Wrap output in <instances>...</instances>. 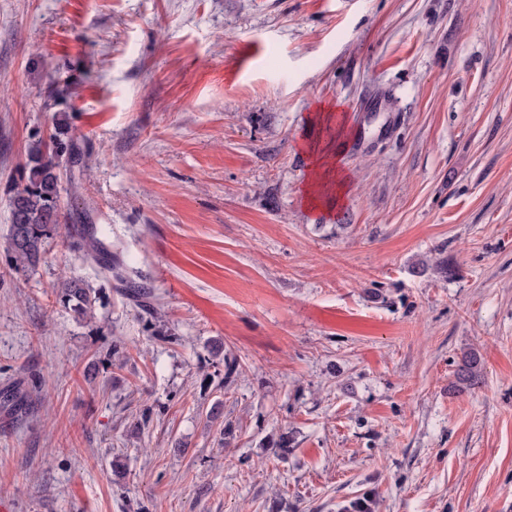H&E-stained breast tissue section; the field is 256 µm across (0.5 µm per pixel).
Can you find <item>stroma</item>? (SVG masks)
I'll list each match as a JSON object with an SVG mask.
<instances>
[{
    "label": "stroma",
    "instance_id": "35a3bbf8",
    "mask_svg": "<svg viewBox=\"0 0 512 512\" xmlns=\"http://www.w3.org/2000/svg\"><path fill=\"white\" fill-rule=\"evenodd\" d=\"M38 150L62 226L24 268ZM6 390L10 512H512V0H0ZM312 155L315 157V165H314V183L311 185L310 183L305 189V195L309 199L311 203L316 201V196L314 194V189L320 187L326 180L328 176V169L330 165L325 161L328 159L327 151L329 150V144L321 143V141H317L316 143H312L307 146ZM28 184L17 191L11 202L18 209L20 224H13L8 251L18 266L33 268L45 253L46 240L59 227L60 177L54 157L39 150L33 158ZM59 288L58 298L65 307H69L79 316L91 312L95 301L91 295L92 289L88 288L83 279L71 277L65 280Z\"/></svg>",
    "mask_w": 512,
    "mask_h": 512
}]
</instances>
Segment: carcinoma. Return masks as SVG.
<instances>
[{"mask_svg":"<svg viewBox=\"0 0 512 512\" xmlns=\"http://www.w3.org/2000/svg\"><path fill=\"white\" fill-rule=\"evenodd\" d=\"M28 184L16 192L12 203L16 205L19 223L12 227L8 251L18 266L33 268L45 253L46 240L59 227L60 177L54 157L40 153L33 158ZM59 301L77 315L91 312L94 305L92 289L78 277L65 280L58 292ZM481 373V362L474 352L464 356L458 378L474 382Z\"/></svg>","mask_w":512,"mask_h":512,"instance_id":"1","label":"carcinoma"}]
</instances>
